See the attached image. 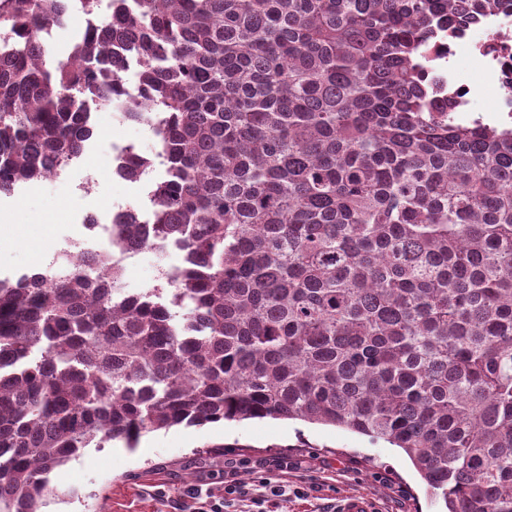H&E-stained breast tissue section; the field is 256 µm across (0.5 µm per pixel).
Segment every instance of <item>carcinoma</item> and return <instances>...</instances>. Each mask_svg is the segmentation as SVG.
<instances>
[{
    "instance_id": "cac0c4a2",
    "label": "carcinoma",
    "mask_w": 512,
    "mask_h": 512,
    "mask_svg": "<svg viewBox=\"0 0 512 512\" xmlns=\"http://www.w3.org/2000/svg\"><path fill=\"white\" fill-rule=\"evenodd\" d=\"M0 0V195L127 95L148 223L0 278V512L91 443L284 418L401 449L444 512H512V128L435 115L424 46L500 0ZM181 253L149 288L113 254ZM85 22L82 13L77 10L70 12L64 24L55 29L52 43L60 54H66L75 38L84 30Z\"/></svg>"
}]
</instances>
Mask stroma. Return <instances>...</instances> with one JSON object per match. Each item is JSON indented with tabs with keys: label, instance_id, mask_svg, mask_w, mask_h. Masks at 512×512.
Here are the masks:
<instances>
[{
	"label": "stroma",
	"instance_id": "stroma-1",
	"mask_svg": "<svg viewBox=\"0 0 512 512\" xmlns=\"http://www.w3.org/2000/svg\"><path fill=\"white\" fill-rule=\"evenodd\" d=\"M94 126L77 165L0 197V277L43 269L67 239L83 234L86 213L144 199L147 182L109 178L108 150L111 142L126 141L150 154L147 127L119 125L99 111ZM180 262L172 251H143L126 265L123 284L149 287L160 269ZM281 458L306 461L318 486L307 498H290L284 512H329L356 494L370 498L377 512H440L399 449L342 428L273 418L175 426L143 435L133 449L119 442L85 449L55 474L57 494L46 512H169L189 486L220 490L225 467Z\"/></svg>",
	"mask_w": 512,
	"mask_h": 512
}]
</instances>
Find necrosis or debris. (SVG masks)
<instances>
[{
  "instance_id": "4bbe7bcc",
  "label": "necrosis or debris",
  "mask_w": 512,
  "mask_h": 512,
  "mask_svg": "<svg viewBox=\"0 0 512 512\" xmlns=\"http://www.w3.org/2000/svg\"><path fill=\"white\" fill-rule=\"evenodd\" d=\"M424 72L432 84L437 110L456 105L467 114L495 113L498 123L512 124V0L501 10L473 19L450 16L423 53ZM479 64L477 80H467L459 69L461 60ZM90 237L72 238L65 249L71 256L87 258L91 236L108 233L111 223L143 222L141 210L118 205L90 217Z\"/></svg>"
}]
</instances>
